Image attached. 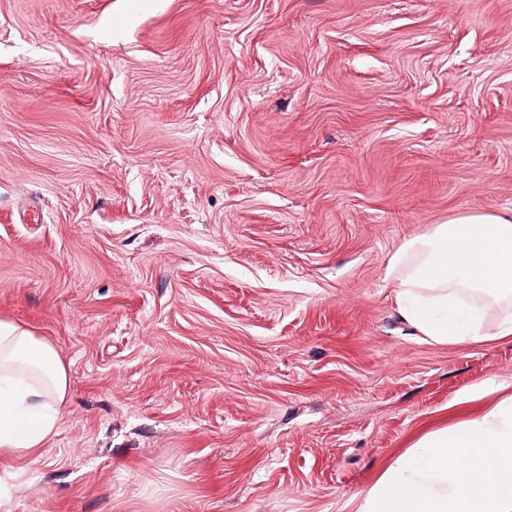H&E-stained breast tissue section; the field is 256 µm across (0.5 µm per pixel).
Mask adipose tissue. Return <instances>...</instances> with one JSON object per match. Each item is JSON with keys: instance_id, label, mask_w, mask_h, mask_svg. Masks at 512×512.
I'll return each instance as SVG.
<instances>
[{"instance_id": "1", "label": "adipose tissue", "mask_w": 512, "mask_h": 512, "mask_svg": "<svg viewBox=\"0 0 512 512\" xmlns=\"http://www.w3.org/2000/svg\"><path fill=\"white\" fill-rule=\"evenodd\" d=\"M386 278L422 341L512 336V212L463 213L425 227L389 256ZM68 395L55 346L0 320V457L42 448ZM358 512H512V396L422 436L365 492Z\"/></svg>"}]
</instances>
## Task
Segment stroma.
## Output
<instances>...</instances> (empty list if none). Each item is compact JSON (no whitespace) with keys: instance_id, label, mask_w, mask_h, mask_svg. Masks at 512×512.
Instances as JSON below:
<instances>
[{"instance_id":"obj_1","label":"stroma","mask_w":512,"mask_h":512,"mask_svg":"<svg viewBox=\"0 0 512 512\" xmlns=\"http://www.w3.org/2000/svg\"><path fill=\"white\" fill-rule=\"evenodd\" d=\"M512 210V0H0V319L69 374L11 512H357L494 406L389 254Z\"/></svg>"}]
</instances>
